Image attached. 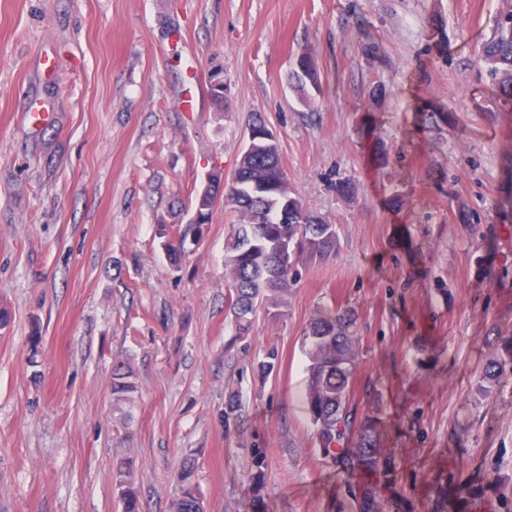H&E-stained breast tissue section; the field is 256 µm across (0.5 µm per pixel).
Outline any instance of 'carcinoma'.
Returning a JSON list of instances; mask_svg holds the SVG:
<instances>
[{
  "label": "carcinoma",
  "mask_w": 512,
  "mask_h": 512,
  "mask_svg": "<svg viewBox=\"0 0 512 512\" xmlns=\"http://www.w3.org/2000/svg\"><path fill=\"white\" fill-rule=\"evenodd\" d=\"M486 78L496 94L499 109L512 112V0H502L491 37L479 51ZM288 197L297 212H304L292 197L280 156L259 151L241 155L233 176V187L224 196V207L238 214L225 244L224 271L228 281V306L235 317L238 335L252 331L259 310H280L288 293L301 277V268L325 258L336 248L335 225L315 218L307 224L279 223L281 199ZM199 209L197 224H208L213 199L195 198ZM162 248L169 262L177 266L185 256L186 234H178L165 224L159 228ZM357 318L353 311L320 314L306 329L308 342V383L306 398L316 434L323 451L337 459L343 473L371 472L377 484L363 488L360 512H385L380 485L389 482L392 468L383 449L377 446L376 428L366 418L354 420L349 408L350 392L357 371ZM132 370L125 365L112 372V395L123 399L133 392ZM265 453L252 449L251 476L254 502L264 512L263 465ZM116 476L130 479L121 498L123 512H140V499L132 482L133 466L116 464ZM195 497L187 487L173 503L174 512H194Z\"/></svg>",
  "instance_id": "cac0c4a2"
}]
</instances>
